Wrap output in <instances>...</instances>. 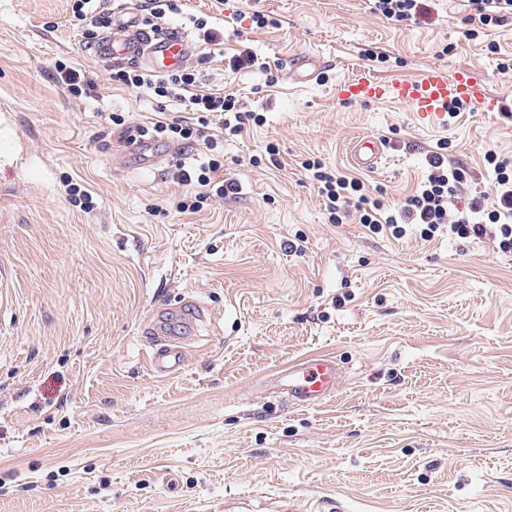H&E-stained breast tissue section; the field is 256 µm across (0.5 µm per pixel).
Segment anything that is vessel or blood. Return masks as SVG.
<instances>
[{
  "instance_id": "b4317fda",
  "label": "vessel or blood",
  "mask_w": 512,
  "mask_h": 512,
  "mask_svg": "<svg viewBox=\"0 0 512 512\" xmlns=\"http://www.w3.org/2000/svg\"><path fill=\"white\" fill-rule=\"evenodd\" d=\"M195 50L193 39L182 29L163 25L146 27L138 9L127 6L111 12L108 32L93 46L97 60L112 65L140 61L159 74L179 69ZM282 66L297 83L319 79L327 69L324 60L310 55L288 57ZM338 93L346 100L406 105L424 124L432 126H447L451 111L462 104L478 105L487 112L502 108L501 98L491 94L478 77L465 69L452 73L429 69L414 79H382L364 72L341 81ZM126 148L128 157L144 167L154 166L162 159L153 144L133 135L129 136ZM386 149L384 141L359 140L354 142L351 155L357 166L372 171L377 169ZM154 334L156 340L149 365L155 373H169L183 360L181 342L166 335L159 326ZM341 373L334 357L320 355L290 365L273 377L270 385L284 394L288 402L300 407L312 406L334 394Z\"/></svg>"
}]
</instances>
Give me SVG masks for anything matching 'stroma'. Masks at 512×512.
Instances as JSON below:
<instances>
[{"mask_svg": "<svg viewBox=\"0 0 512 512\" xmlns=\"http://www.w3.org/2000/svg\"><path fill=\"white\" fill-rule=\"evenodd\" d=\"M143 2L102 0L80 29L71 0H0V512H314L329 498L346 512H512V253L330 223L301 166L319 159L389 208L444 142L469 173L463 198L493 206L485 155H512L499 131L512 73L498 69L512 22L471 40L466 0H424L406 22L370 0H180L167 24L195 14L223 37L205 88L266 118L222 143L217 176L237 192L182 213L176 171L207 162L203 144L136 169L123 140L194 112L112 84L89 47L111 7ZM243 51L261 67L230 69ZM302 53L330 61L328 82L289 80L280 62ZM61 59L92 80L86 95L54 79ZM429 67L470 69L505 111L431 129L406 105L336 95L363 71ZM367 138L389 145L373 172L350 162ZM187 301L211 319L185 334L181 369L156 376L144 329ZM317 353L342 368L331 398L297 407L267 388Z\"/></svg>", "mask_w": 512, "mask_h": 512, "instance_id": "obj_1", "label": "stroma"}]
</instances>
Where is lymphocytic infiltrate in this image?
<instances>
[{
  "label": "lymphocytic infiltrate",
  "mask_w": 512,
  "mask_h": 512,
  "mask_svg": "<svg viewBox=\"0 0 512 512\" xmlns=\"http://www.w3.org/2000/svg\"><path fill=\"white\" fill-rule=\"evenodd\" d=\"M110 79L126 87L149 90L160 100L185 103L190 110L198 112L197 123L193 126L160 121L141 130L145 137H166L188 143L201 141L211 151L206 165L194 172L179 174L180 181L195 190L193 201L183 203V210L195 212L210 199L236 193L233 181L215 178L222 166L215 155L218 137L239 135L249 123L263 124L262 113L247 108L232 94L197 92V72L191 63L167 75H156L132 66L120 68L111 72ZM213 124L218 125V133H210L209 127ZM487 162L495 176L499 196L497 207L488 209L480 201L472 200L456 211L451 210L450 205L460 192L466 173L449 165L448 154L441 148L428 157L427 170L416 194L393 211L383 210L380 203L369 202L359 179L328 169L317 160H306L304 167L311 172L333 223H342L354 209L359 213L360 224L374 234L386 230L392 236L401 237L408 226L415 225L426 240L438 234L484 238L499 251L512 253V155L491 154Z\"/></svg>",
  "instance_id": "f902f5d3"
}]
</instances>
